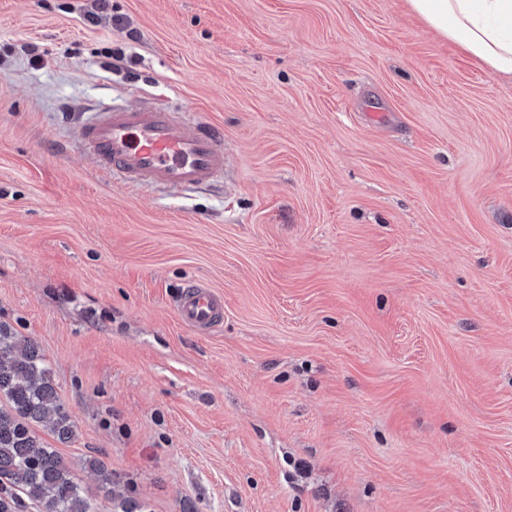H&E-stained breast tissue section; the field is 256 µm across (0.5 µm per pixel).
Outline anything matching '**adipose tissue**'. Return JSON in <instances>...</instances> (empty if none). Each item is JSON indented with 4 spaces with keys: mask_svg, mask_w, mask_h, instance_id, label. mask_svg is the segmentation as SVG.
Listing matches in <instances>:
<instances>
[{
    "mask_svg": "<svg viewBox=\"0 0 512 512\" xmlns=\"http://www.w3.org/2000/svg\"><path fill=\"white\" fill-rule=\"evenodd\" d=\"M412 13L478 63L512 76V0H407Z\"/></svg>",
    "mask_w": 512,
    "mask_h": 512,
    "instance_id": "1",
    "label": "adipose tissue"
}]
</instances>
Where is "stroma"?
Here are the masks:
<instances>
[{
	"mask_svg": "<svg viewBox=\"0 0 512 512\" xmlns=\"http://www.w3.org/2000/svg\"><path fill=\"white\" fill-rule=\"evenodd\" d=\"M90 5L0 0V323L77 426L45 445L143 512H512V80L406 0ZM105 104L216 125L223 179L109 180ZM175 310L182 324L208 332L224 318V298L209 286L191 281L176 297Z\"/></svg>",
	"mask_w": 512,
	"mask_h": 512,
	"instance_id": "35a3bbf8",
	"label": "stroma"
}]
</instances>
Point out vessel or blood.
<instances>
[{
    "label": "vessel or blood",
    "mask_w": 512,
    "mask_h": 512,
    "mask_svg": "<svg viewBox=\"0 0 512 512\" xmlns=\"http://www.w3.org/2000/svg\"><path fill=\"white\" fill-rule=\"evenodd\" d=\"M80 148L95 157L100 173L130 188L206 187L224 175L222 133L189 112L103 106L83 122ZM175 310L182 324L207 332L223 319L224 298L192 281Z\"/></svg>",
    "instance_id": "1"
}]
</instances>
